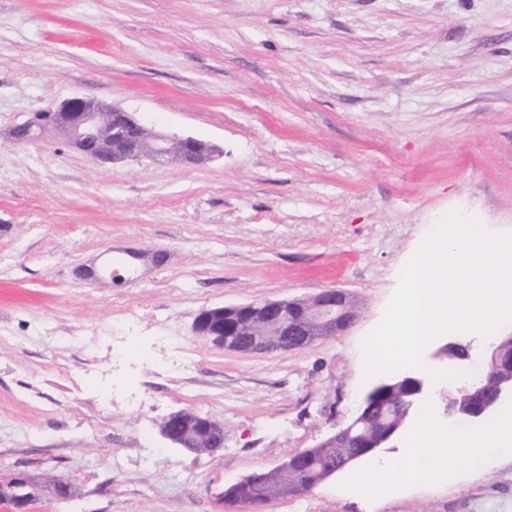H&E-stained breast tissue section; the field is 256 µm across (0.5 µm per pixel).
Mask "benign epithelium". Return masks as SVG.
<instances>
[{"mask_svg":"<svg viewBox=\"0 0 512 512\" xmlns=\"http://www.w3.org/2000/svg\"><path fill=\"white\" fill-rule=\"evenodd\" d=\"M53 131L99 164L139 162L156 165L182 162L200 165L212 160L211 144L196 138L170 136L147 128L135 114L119 108H107L93 99L76 96L54 110L36 112L9 131L13 141L28 143L32 138ZM359 310L352 296L343 289H326L308 299L263 300L222 307L223 320L208 328L209 338L220 346L243 352L295 350L310 346L324 336L346 331L356 321ZM272 324L278 335L269 339L261 329ZM464 390L476 397L477 409L460 414L464 419H481L493 412L505 397H512V384L498 387L490 399L482 398L475 387ZM184 419L176 412L165 418L160 433L180 448L193 451L201 435L185 432ZM398 430H383L374 436L358 437L353 428L344 427L329 442L359 452L350 460L361 458L388 443ZM273 471L283 481H292L295 491L304 492L317 482L322 473L315 462L314 449L307 448L287 455ZM36 487L29 474L21 472L9 483L0 485V498L14 503L22 500L25 490ZM236 493H223L224 500L257 509L277 499V487L269 472L250 474L232 485Z\"/></svg>","mask_w":512,"mask_h":512,"instance_id":"7a95c632","label":"benign epithelium"}]
</instances>
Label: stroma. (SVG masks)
Masks as SVG:
<instances>
[{"mask_svg":"<svg viewBox=\"0 0 512 512\" xmlns=\"http://www.w3.org/2000/svg\"><path fill=\"white\" fill-rule=\"evenodd\" d=\"M75 95L224 154L100 166L3 139ZM455 209L512 233V0H0V483L39 478L30 512H247L227 486L355 415L395 269ZM106 264L121 282L80 275ZM327 288L359 318L304 349L193 331ZM178 411L223 448L165 440ZM451 465L368 501L345 469L263 512H512V453Z\"/></svg>","mask_w":512,"mask_h":512,"instance_id":"obj_1","label":"stroma"}]
</instances>
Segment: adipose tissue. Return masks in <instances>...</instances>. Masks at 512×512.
Instances as JSON below:
<instances>
[{
  "label": "adipose tissue",
  "instance_id": "ef3b65f1",
  "mask_svg": "<svg viewBox=\"0 0 512 512\" xmlns=\"http://www.w3.org/2000/svg\"><path fill=\"white\" fill-rule=\"evenodd\" d=\"M512 449V411L488 420L479 429L461 426L441 427L431 406L419 405L414 412V425L408 430L406 446L400 455L388 461L379 472H356L353 476L359 497L371 498L379 482L393 485L410 483L433 485L448 475L449 458L465 459L471 471L480 470L486 456Z\"/></svg>",
  "mask_w": 512,
  "mask_h": 512
}]
</instances>
